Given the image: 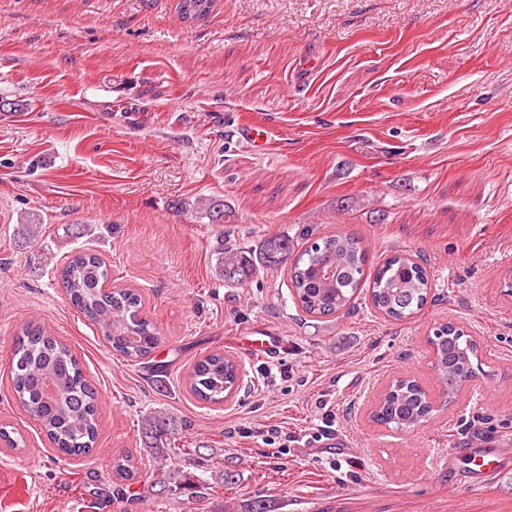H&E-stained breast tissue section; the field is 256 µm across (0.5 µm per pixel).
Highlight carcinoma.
<instances>
[{
	"mask_svg": "<svg viewBox=\"0 0 512 512\" xmlns=\"http://www.w3.org/2000/svg\"><path fill=\"white\" fill-rule=\"evenodd\" d=\"M215 0H178L176 10L187 23L202 21L213 11ZM202 209L214 224H224L226 204L220 198L202 201ZM41 225H17L18 239L30 244L39 240ZM217 270L224 282L237 286L261 268L290 264L291 297L301 310L314 317H345L357 309L360 295L383 316L402 321L427 304L431 278L420 263L406 254H394L383 263L368 264L361 240L349 233L306 242L295 251L284 237L264 238L256 252L223 239L214 250ZM111 270L97 254L77 251L60 271L62 287L70 303L92 321L102 339L130 361L148 358L160 344L152 322L144 315V301L132 288L110 286ZM433 350L435 384L448 402L478 374H484L478 345L471 336L448 322L433 329L427 339ZM242 379L238 360L221 352L198 359L188 374L187 386L196 398L220 404L237 394ZM13 399L40 423L49 443L66 456L90 453L98 437V395L86 378L72 349L43 326L27 324L17 336L10 362ZM434 412L431 394L417 380L398 377L381 393L371 411V420L403 432H414ZM176 436L175 425L164 414L143 422L147 448L164 459ZM0 441L11 449L25 447L19 429L0 424ZM118 480L131 481L137 467L126 453L113 465Z\"/></svg>",
	"mask_w": 512,
	"mask_h": 512,
	"instance_id": "obj_1",
	"label": "carcinoma"
}]
</instances>
